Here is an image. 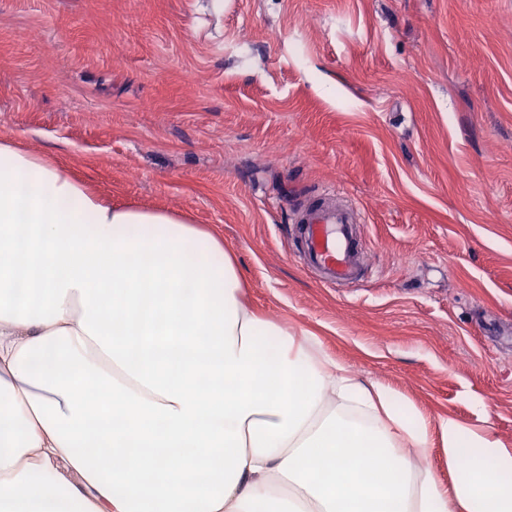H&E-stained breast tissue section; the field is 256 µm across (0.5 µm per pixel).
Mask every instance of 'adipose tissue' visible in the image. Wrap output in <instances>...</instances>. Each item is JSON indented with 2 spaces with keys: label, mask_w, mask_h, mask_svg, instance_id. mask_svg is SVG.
Returning <instances> with one entry per match:
<instances>
[{
  "label": "adipose tissue",
  "mask_w": 512,
  "mask_h": 512,
  "mask_svg": "<svg viewBox=\"0 0 512 512\" xmlns=\"http://www.w3.org/2000/svg\"><path fill=\"white\" fill-rule=\"evenodd\" d=\"M212 230L0 138V512H512V448L429 427L242 300Z\"/></svg>",
  "instance_id": "ef3b65f1"
}]
</instances>
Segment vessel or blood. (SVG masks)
<instances>
[{
	"mask_svg": "<svg viewBox=\"0 0 512 512\" xmlns=\"http://www.w3.org/2000/svg\"><path fill=\"white\" fill-rule=\"evenodd\" d=\"M336 196L332 189L320 191L294 207L292 218L303 263L332 288L356 281L365 263L359 218Z\"/></svg>",
	"mask_w": 512,
	"mask_h": 512,
	"instance_id": "1",
	"label": "vessel or blood"
}]
</instances>
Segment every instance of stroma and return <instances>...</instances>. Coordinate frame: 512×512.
<instances>
[{"instance_id":"stroma-1","label":"stroma","mask_w":512,"mask_h":512,"mask_svg":"<svg viewBox=\"0 0 512 512\" xmlns=\"http://www.w3.org/2000/svg\"><path fill=\"white\" fill-rule=\"evenodd\" d=\"M0 136L208 225L265 318L512 448V0H0ZM318 189L363 282L295 255Z\"/></svg>"}]
</instances>
